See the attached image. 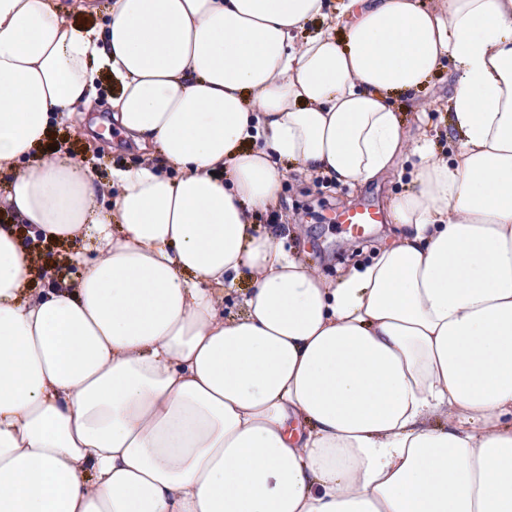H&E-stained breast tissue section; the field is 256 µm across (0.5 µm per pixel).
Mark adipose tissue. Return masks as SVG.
Masks as SVG:
<instances>
[{
  "label": "adipose tissue",
  "instance_id": "adipose-tissue-1",
  "mask_svg": "<svg viewBox=\"0 0 512 512\" xmlns=\"http://www.w3.org/2000/svg\"><path fill=\"white\" fill-rule=\"evenodd\" d=\"M94 10L0 0V512H512V0ZM447 61L442 158L392 100ZM101 85L141 153L106 182L45 147ZM411 156L337 280L254 229L287 173ZM81 235L30 292L35 242ZM88 242L82 239H75L64 245L44 243L39 246V263L30 283L32 291L37 292L47 287V281L42 273L45 268L50 269L59 281H74L81 273V267L71 261V256L81 253L90 256L84 249Z\"/></svg>",
  "mask_w": 512,
  "mask_h": 512
}]
</instances>
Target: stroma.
<instances>
[{
	"label": "stroma",
	"mask_w": 512,
	"mask_h": 512,
	"mask_svg": "<svg viewBox=\"0 0 512 512\" xmlns=\"http://www.w3.org/2000/svg\"><path fill=\"white\" fill-rule=\"evenodd\" d=\"M458 73L451 64L433 77L430 85L416 97L400 96L394 101L395 108L405 124H412L418 107H426L431 114L427 135L434 152L448 156L454 145L448 139V113L444 105L456 82ZM109 88L97 90L96 110L82 114L76 122L53 126L47 140L58 156L82 160L93 174L102 181L110 180L116 167L137 163L141 155L123 141L121 134L112 128L111 112L107 98ZM409 173L393 174L351 189L337 183L322 180L300 182L286 178L281 193V206L288 210L293 223L282 238L286 247L301 249L305 258L317 265L329 277H337L340 266L365 264L377 255L380 244L391 228L390 222L376 225L371 234L363 239L350 238L336 214L355 203H368L379 211H386L393 196L409 185ZM87 241L77 239L64 245L45 243L39 247V269L30 283L32 291L46 287L44 270H51L56 279L76 280L81 268L73 262V255L83 252Z\"/></svg>",
	"instance_id": "35a3bbf8"
}]
</instances>
